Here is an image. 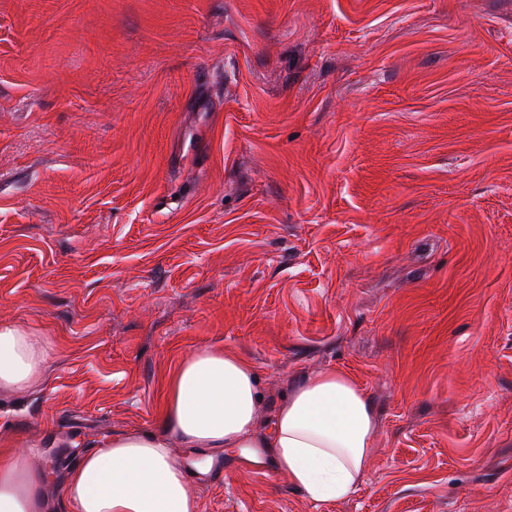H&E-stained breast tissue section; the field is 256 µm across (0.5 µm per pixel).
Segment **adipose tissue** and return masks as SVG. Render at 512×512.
Instances as JSON below:
<instances>
[{
  "label": "adipose tissue",
  "mask_w": 512,
  "mask_h": 512,
  "mask_svg": "<svg viewBox=\"0 0 512 512\" xmlns=\"http://www.w3.org/2000/svg\"><path fill=\"white\" fill-rule=\"evenodd\" d=\"M46 336L0 322V393L39 386L48 361ZM254 366L224 348L205 346L178 362L163 391L154 431L111 436L65 475L61 504L70 512H199L173 446L220 457L267 449L276 467L312 499H343L367 466L376 411L347 375L320 371L291 385L270 420ZM46 473L26 444L0 456V512H50Z\"/></svg>",
  "instance_id": "adipose-tissue-1"
}]
</instances>
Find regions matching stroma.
<instances>
[{
	"label": "stroma",
	"instance_id": "obj_1",
	"mask_svg": "<svg viewBox=\"0 0 512 512\" xmlns=\"http://www.w3.org/2000/svg\"><path fill=\"white\" fill-rule=\"evenodd\" d=\"M0 321L52 495L215 344L377 422L350 497L228 455L200 512H512V0H0ZM48 350L46 336L26 326L0 322V393L39 386L44 379Z\"/></svg>",
	"mask_w": 512,
	"mask_h": 512
}]
</instances>
